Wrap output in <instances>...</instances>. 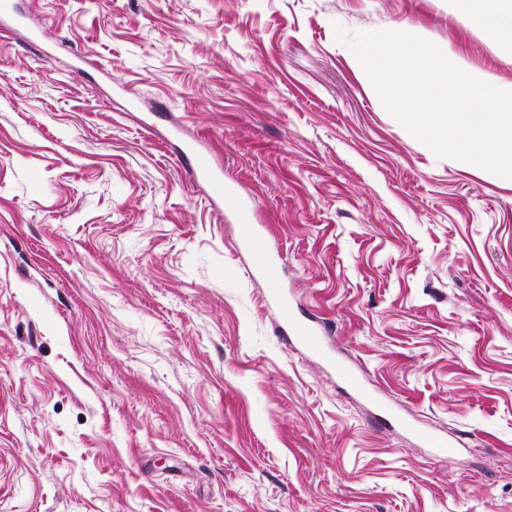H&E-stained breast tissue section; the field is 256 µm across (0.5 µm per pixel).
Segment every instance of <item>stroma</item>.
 I'll return each mask as SVG.
<instances>
[{"instance_id":"1","label":"stroma","mask_w":512,"mask_h":512,"mask_svg":"<svg viewBox=\"0 0 512 512\" xmlns=\"http://www.w3.org/2000/svg\"><path fill=\"white\" fill-rule=\"evenodd\" d=\"M10 2L0 512H512V180L416 140L334 27L496 87L512 45L459 0ZM249 228L411 431L282 340ZM188 154L191 157L188 159L189 172L195 181L205 182L210 198L217 202L229 196L226 187L224 190V179L213 171L210 155L195 150H190Z\"/></svg>"}]
</instances>
